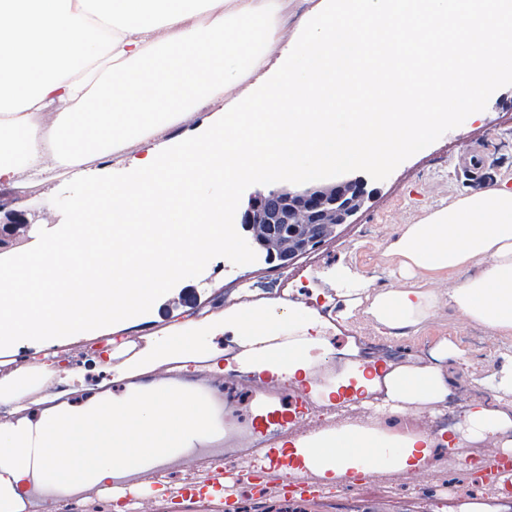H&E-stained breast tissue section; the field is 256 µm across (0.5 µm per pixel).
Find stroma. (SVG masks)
I'll return each instance as SVG.
<instances>
[{"instance_id":"obj_1","label":"stroma","mask_w":512,"mask_h":512,"mask_svg":"<svg viewBox=\"0 0 512 512\" xmlns=\"http://www.w3.org/2000/svg\"><path fill=\"white\" fill-rule=\"evenodd\" d=\"M322 0H287L283 12L282 39L270 53L271 64H278L286 50L304 39L307 19L317 11ZM226 100L224 96L210 99L187 120L158 126L148 143H136L108 156L89 161L85 177L75 176L73 169L61 168L50 182L31 181L26 172H18L12 183L0 184V226L7 224L10 215L22 212L26 227L19 243L25 244L45 234L51 227L68 223L74 201L86 192L85 178L122 181L129 175L132 159L144 156L147 147L167 152L182 141L217 131L221 124ZM475 144L482 145L489 161L485 178L472 180L462 168V157ZM512 176V78L490 89L483 110L461 117L453 126L437 129L417 149L405 153L389 164L371 168H346L328 175L311 178L314 186L333 185L353 180L361 183L364 193L360 207L347 223L336 224L305 252L293 256L287 265L292 274L291 288H309L335 293L343 307L338 315L335 336L345 344H353L358 336H381L382 331L366 315L369 305L366 291L359 283L382 273L388 287H403L405 281L394 265L384 261L382 250L386 240L402 225L414 224L428 211L448 205L463 194L495 186L498 180ZM263 256H255L247 265H239L230 255H216L210 265L172 284L156 299L145 313L115 325L101 326L84 334L76 332L58 339L46 348L20 340L0 346V381L11 377L18 369L40 364L56 365L59 355L77 349L84 356L80 364L69 368L67 376L75 382V391L62 397V404H82L101 396H125L138 386H174L170 371L191 373L197 365L207 364L213 374H221L224 361V337H238L242 346L240 362L249 367L255 345L296 343L302 336L320 335L323 324L317 312L304 302H291L271 296L265 300L244 304L232 303L199 316L197 310L216 294L233 296L238 283L247 277L269 271ZM245 311H262L280 323L277 336L261 338L259 343L245 339L240 318ZM201 327L195 337L190 357L163 353L169 336L186 325ZM435 341H459L474 336L492 350L490 356L478 357L466 349L468 367L462 371V381L452 391L453 397L469 400L476 394L491 395L494 375L504 356L512 355V335L495 336L480 326L462 318L461 314L445 307L418 330L399 337L403 348L401 367L423 366L417 344L421 337ZM332 383L315 386L311 393L319 409L327 413L333 428L348 426L345 417L347 399L362 407H370L375 399L386 396L384 384H373L360 393L341 390L333 393ZM481 440L462 442L458 448L431 449L421 464L431 475V482L441 485L455 482L460 492L452 499L433 498L414 485L392 491L391 486L400 472L394 468L375 471L373 478L345 485L349 496L359 498L362 512H512V498L477 495L467 487L464 466L467 461L487 453ZM151 469L139 470L135 486L138 495L155 503V512H225L221 499H205L187 508H180L170 495L155 486ZM281 470L265 474V512H336L335 499L314 497L297 502L284 501L280 490Z\"/></svg>"}]
</instances>
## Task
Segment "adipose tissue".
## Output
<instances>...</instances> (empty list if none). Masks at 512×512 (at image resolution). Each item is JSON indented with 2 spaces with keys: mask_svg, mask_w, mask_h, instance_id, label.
Segmentation results:
<instances>
[{
  "mask_svg": "<svg viewBox=\"0 0 512 512\" xmlns=\"http://www.w3.org/2000/svg\"><path fill=\"white\" fill-rule=\"evenodd\" d=\"M325 10L256 91L239 86L267 73L281 37L284 0H0V184L25 170L49 180L46 142L58 166L75 168L184 120L227 94L219 132L138 160L127 180H95L71 210L64 233L16 248L0 266V344L53 340L140 314L171 283L218 253L246 263L233 234L239 180L289 172L326 173L392 162L512 74V0H325ZM391 48L390 69L330 71L340 49ZM484 64H474L475 55ZM56 108L46 123L48 108ZM217 183L223 192L202 194ZM113 224L87 217L103 202ZM146 213L150 224H132ZM112 244L111 264L101 259ZM383 257L405 287L374 293L367 313L388 331L422 324L440 308L460 311L495 335L512 334V188L471 192L404 225ZM468 270L452 288L448 275ZM299 346L253 350L252 365L288 376L310 372ZM465 362L449 342L432 365L387 373L389 396L405 406L438 403ZM512 369L495 395L470 401V437L512 451ZM213 422L191 393L156 386L115 400L55 406L36 425L0 429V512H21L19 482L37 476L63 487L96 485L189 448ZM454 439L363 427L297 440L292 462L328 481L349 472L419 466Z\"/></svg>",
  "mask_w": 512,
  "mask_h": 512,
  "instance_id": "adipose-tissue-1",
  "label": "adipose tissue"
}]
</instances>
